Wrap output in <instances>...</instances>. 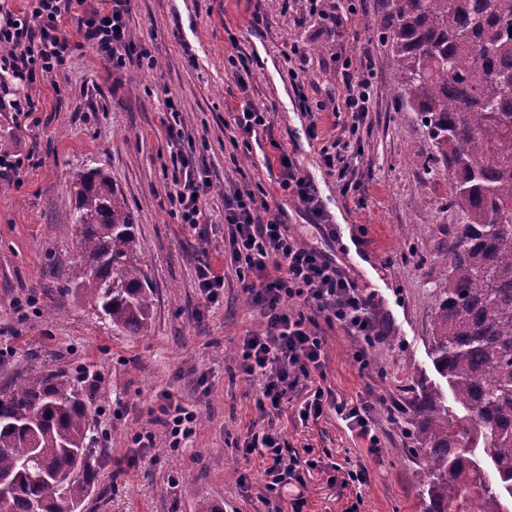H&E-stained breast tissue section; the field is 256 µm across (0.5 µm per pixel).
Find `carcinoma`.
Returning <instances> with one entry per match:
<instances>
[{
    "mask_svg": "<svg viewBox=\"0 0 512 512\" xmlns=\"http://www.w3.org/2000/svg\"><path fill=\"white\" fill-rule=\"evenodd\" d=\"M399 100L418 112L448 170L458 215L435 289L431 353L467 415L424 383L395 401L422 454L424 512H506L512 493V0H386L377 21ZM80 267L72 290L113 327L154 317L135 218L102 171L75 181ZM92 412L75 382L34 376L0 394V487L7 512H65L48 483L85 509L94 489ZM486 448L495 479L472 455Z\"/></svg>",
    "mask_w": 512,
    "mask_h": 512,
    "instance_id": "1",
    "label": "carcinoma"
}]
</instances>
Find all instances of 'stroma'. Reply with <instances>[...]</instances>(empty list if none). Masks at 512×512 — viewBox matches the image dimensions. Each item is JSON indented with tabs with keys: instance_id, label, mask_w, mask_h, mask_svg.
Masks as SVG:
<instances>
[{
	"instance_id": "35a3bbf8",
	"label": "stroma",
	"mask_w": 512,
	"mask_h": 512,
	"mask_svg": "<svg viewBox=\"0 0 512 512\" xmlns=\"http://www.w3.org/2000/svg\"><path fill=\"white\" fill-rule=\"evenodd\" d=\"M311 2L276 0L259 23L255 0H136L128 26L151 64L106 76L68 20L72 50L65 64L56 74L9 88L33 111L19 118L0 112V151L27 157L21 169L0 173V342L13 349L0 358V393L43 373L80 379L99 449L97 491L85 512H196L202 501L215 512L259 506L262 458L224 444L225 432L245 436L256 416L259 384L245 381L237 360L224 353L237 350L245 330L259 324V310L231 275L222 304L203 311L194 280L198 259L227 266L224 189L232 184L263 188L291 233L335 256L356 281L372 279L392 338L364 369L355 359L356 340L340 327L321 328L326 368L289 400L278 424L302 456L329 455L342 466L365 467L367 481L345 488L313 472L308 512H420L405 421L382 418L381 448L370 453L333 412L302 419L316 390L350 398L370 385L394 400L422 382L442 392L455 416L465 414L433 364L429 340L433 294L445 273L439 254L454 221L448 176L423 151L415 113L397 103L387 47L370 25L384 13L385 0H354L355 14L334 29L317 16L295 24ZM293 46L300 56L291 69L283 54ZM236 52L242 60L234 64ZM367 60L375 73V108L360 123L364 195L357 202L340 194L318 151L344 137L351 116L334 112L333 96L345 68ZM242 75L245 92L237 83ZM302 94L306 112L298 105ZM246 99L267 111L271 129L236 148L226 124ZM170 100L181 109L213 183L200 234L180 223L167 197L176 155L165 135ZM284 152L316 185L339 240L322 236L280 187ZM95 167L134 214L139 261L154 290L152 323L137 335L112 328L67 288L78 263L73 182ZM168 393L203 420L183 448H169L155 422ZM149 433L153 447L137 444ZM242 474L246 493L237 485Z\"/></svg>"
}]
</instances>
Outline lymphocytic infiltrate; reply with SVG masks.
Returning <instances> with one entry per match:
<instances>
[{
    "mask_svg": "<svg viewBox=\"0 0 512 512\" xmlns=\"http://www.w3.org/2000/svg\"><path fill=\"white\" fill-rule=\"evenodd\" d=\"M131 11L132 0H111L110 8L87 16L77 14L73 0H34L30 12L23 15L0 4V87L32 81L36 74L49 75L64 65L71 48L61 26L67 16L73 17L78 33L99 56L107 74L126 69L136 50L126 21ZM372 79L368 64L345 73L338 91L342 111L359 119L372 110ZM166 135L179 158L169 203L182 223L194 229L202 222V200L212 183L205 162L183 148L191 136L179 112H172ZM321 158L343 195H359L360 186L352 174L363 159L360 147L340 141L334 149H322ZM279 165L283 187L295 197L309 223L325 237L337 239L339 231L311 180L301 175L288 154L280 155ZM224 223L230 266L261 316L260 328L246 330L241 338L238 369L245 378L263 380L262 394L255 402V424L243 438L225 433L224 442L243 455L256 453L265 460L263 512H303L311 471L344 473L347 486L365 484L366 476L360 470H343L329 459L304 458L290 447L274 418L289 395L303 389L311 374L325 367L326 339L318 332L320 323L339 325L349 336L371 340L376 346L385 330L373 292L359 287L331 255L291 235L267 200L251 189L225 191ZM328 410L367 441L370 452H377L380 419L372 392L348 399L317 390L306 402L303 416L316 420ZM157 422L166 429L170 447L181 448L196 432L197 414L171 401L161 407Z\"/></svg>",
    "mask_w": 512,
    "mask_h": 512,
    "instance_id": "obj_1",
    "label": "lymphocytic infiltrate"
}]
</instances>
